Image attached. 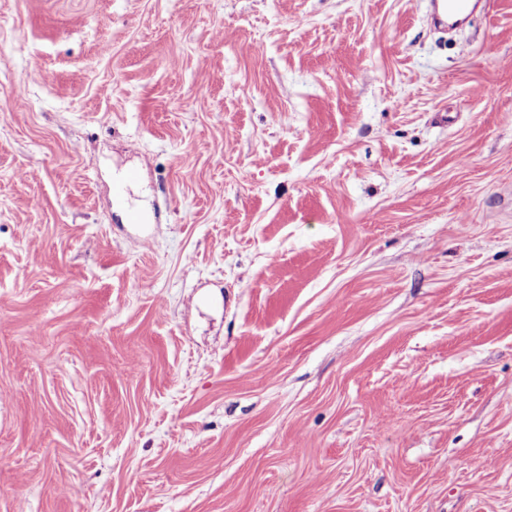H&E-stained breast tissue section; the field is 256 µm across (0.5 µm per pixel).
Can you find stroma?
I'll return each mask as SVG.
<instances>
[{
    "label": "stroma",
    "instance_id": "obj_1",
    "mask_svg": "<svg viewBox=\"0 0 512 512\" xmlns=\"http://www.w3.org/2000/svg\"><path fill=\"white\" fill-rule=\"evenodd\" d=\"M430 7L0 0V512H512V0ZM482 0H432L431 17L433 23L438 27L453 28L449 25L444 16L459 17L467 16L474 12Z\"/></svg>",
    "mask_w": 512,
    "mask_h": 512
}]
</instances>
